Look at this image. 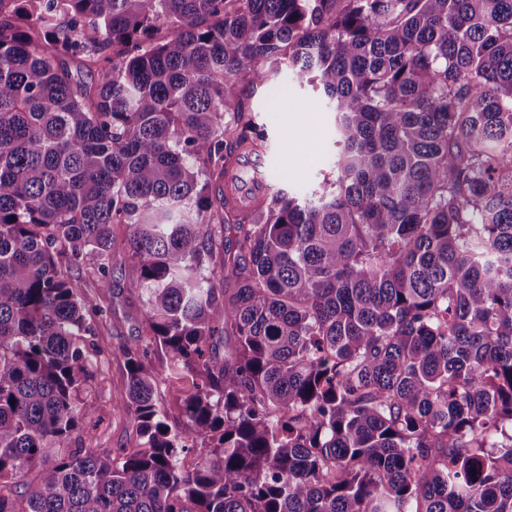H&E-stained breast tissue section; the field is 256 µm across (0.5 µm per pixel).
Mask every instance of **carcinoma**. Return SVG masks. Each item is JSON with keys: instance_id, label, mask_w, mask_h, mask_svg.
I'll use <instances>...</instances> for the list:
<instances>
[{"instance_id": "carcinoma-1", "label": "carcinoma", "mask_w": 512, "mask_h": 512, "mask_svg": "<svg viewBox=\"0 0 512 512\" xmlns=\"http://www.w3.org/2000/svg\"><path fill=\"white\" fill-rule=\"evenodd\" d=\"M281 69L334 189L239 207ZM104 279L109 454L67 447ZM0 512H512V0H0ZM98 287L89 283L84 288L85 294L99 303L106 313L94 317L99 322L98 335L95 336L97 347L101 351L95 380L93 399L96 401V412L84 423L82 442L72 439L70 448L83 446L93 448L97 452L111 453L114 448H136L140 439L134 422L121 411L127 399L126 373L123 363L112 357L123 342L137 337L142 330L140 320L129 308L124 307L114 290ZM88 436V437H87ZM192 391L191 381L166 380L160 388L159 401L168 412L171 421L184 423L185 418L181 414L180 404L182 400Z\"/></svg>"}]
</instances>
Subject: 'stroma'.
I'll return each mask as SVG.
<instances>
[{
	"mask_svg": "<svg viewBox=\"0 0 512 512\" xmlns=\"http://www.w3.org/2000/svg\"><path fill=\"white\" fill-rule=\"evenodd\" d=\"M287 98L272 106L258 104V118L266 122L271 141L269 168L281 175V187L307 195L330 186L336 174L328 164L335 151L334 115L311 88L289 84ZM85 293L103 309L98 318L95 342L100 350L96 369V412L84 424L83 447L109 453L116 448H133L139 436L131 418L122 412L127 399L124 366L112 352L139 335L140 320L124 307L111 288L89 284Z\"/></svg>",
	"mask_w": 512,
	"mask_h": 512,
	"instance_id": "stroma-1",
	"label": "stroma"
}]
</instances>
